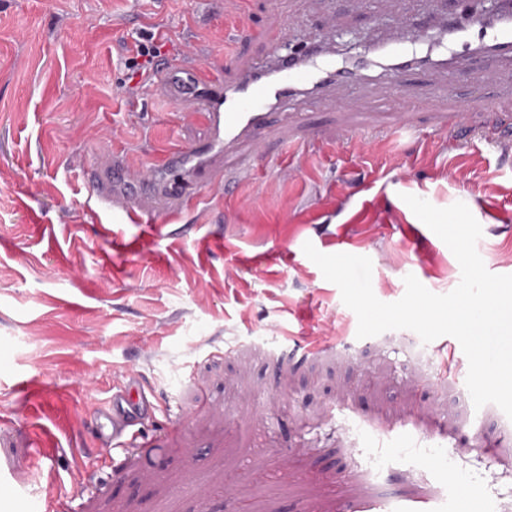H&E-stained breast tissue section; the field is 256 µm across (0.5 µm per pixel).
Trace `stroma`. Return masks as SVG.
<instances>
[{"label": "stroma", "instance_id": "35a3bbf8", "mask_svg": "<svg viewBox=\"0 0 512 512\" xmlns=\"http://www.w3.org/2000/svg\"><path fill=\"white\" fill-rule=\"evenodd\" d=\"M457 0H0V512H512V437L459 422L401 352L414 332L357 338L339 288L303 252L372 261L399 300L414 275L452 291L460 265L431 230L409 232L404 195L465 201L481 258L512 274V156L480 133L512 116L468 113L459 132L417 113L422 144L373 128L347 138L320 105L265 136L254 175L184 224L97 223L85 175L114 159L191 147L195 118L152 103L125 61L168 29L160 62L220 53L281 20L298 49L328 30L370 45L405 17ZM319 141L288 152L309 133ZM467 144L447 151L452 135ZM132 246L113 251V237ZM321 350L308 353L311 341ZM138 378L160 412L125 448L96 412Z\"/></svg>", "mask_w": 512, "mask_h": 512}]
</instances>
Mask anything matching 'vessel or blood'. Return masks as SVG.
<instances>
[{"label": "vessel or blood", "mask_w": 512, "mask_h": 512, "mask_svg": "<svg viewBox=\"0 0 512 512\" xmlns=\"http://www.w3.org/2000/svg\"><path fill=\"white\" fill-rule=\"evenodd\" d=\"M407 28V22H399L370 46L365 59L345 67L338 66L336 48L328 38L305 52L280 55L279 43L286 34L280 22L251 32V39L263 44L265 55L237 63L232 70H225L216 55L157 65L154 97L176 111L204 116L207 136L192 151L170 149L135 171L118 161L95 168L89 178V205L108 224L182 223L187 212L204 203L201 186L228 189L251 178L252 167L240 161L243 152L259 144L262 134L296 122L299 115L289 106L301 100H326L339 112L384 113L391 118L392 135L408 139L422 136L411 119L416 112L459 119L467 112L503 110L502 90L488 85L485 67L512 63L511 8L493 16L467 18L459 13L445 18L439 33L452 37L457 46L446 59L410 56ZM468 61L474 64L472 80L484 89L477 100L439 79L443 70ZM414 72L422 73L433 87L432 94L420 101L396 89L376 100L351 99L342 93L343 88L388 77L400 82Z\"/></svg>", "instance_id": "vessel-or-blood-1"}]
</instances>
